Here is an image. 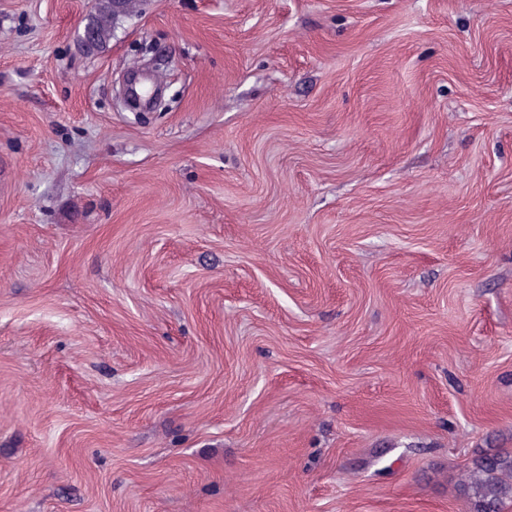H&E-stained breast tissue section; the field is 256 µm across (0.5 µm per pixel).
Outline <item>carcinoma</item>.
<instances>
[{
	"instance_id": "cac0c4a2",
	"label": "carcinoma",
	"mask_w": 512,
	"mask_h": 512,
	"mask_svg": "<svg viewBox=\"0 0 512 512\" xmlns=\"http://www.w3.org/2000/svg\"><path fill=\"white\" fill-rule=\"evenodd\" d=\"M132 11V0H123L119 12L110 5L100 7L90 20L88 49L103 47L112 36L115 20ZM460 492L469 501L471 512H505L512 506V452L503 450L475 459L460 484Z\"/></svg>"
}]
</instances>
